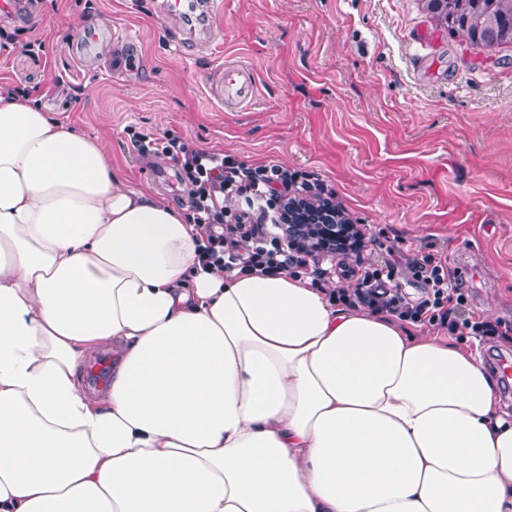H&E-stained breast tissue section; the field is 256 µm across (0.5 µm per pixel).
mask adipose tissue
Instances as JSON below:
<instances>
[{
	"instance_id": "ef3b65f1",
	"label": "adipose tissue",
	"mask_w": 512,
	"mask_h": 512,
	"mask_svg": "<svg viewBox=\"0 0 512 512\" xmlns=\"http://www.w3.org/2000/svg\"><path fill=\"white\" fill-rule=\"evenodd\" d=\"M202 244L0 95V512H512L477 356Z\"/></svg>"
}]
</instances>
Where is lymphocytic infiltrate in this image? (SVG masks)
Here are the masks:
<instances>
[{
    "instance_id": "1",
    "label": "lymphocytic infiltrate",
    "mask_w": 512,
    "mask_h": 512,
    "mask_svg": "<svg viewBox=\"0 0 512 512\" xmlns=\"http://www.w3.org/2000/svg\"><path fill=\"white\" fill-rule=\"evenodd\" d=\"M131 143L137 152L160 153L177 166L189 187L187 219L204 233V264L296 277L310 273L319 279L324 274L320 260L338 251L342 257L336 262L337 276L356 281L353 290L337 289L339 304L386 312L456 336L512 338L511 322L469 311L463 288L449 282L448 262L439 253H424L412 266L414 276L427 287L425 299L409 301L392 291L395 260L365 263L364 233L343 215L334 193L307 174L288 172L272 161L250 165L174 135L136 132ZM232 195L245 196L246 208L228 212L224 201ZM293 224L316 225L324 236L309 244L294 243L289 236ZM245 239L252 247L243 254L239 243Z\"/></svg>"
}]
</instances>
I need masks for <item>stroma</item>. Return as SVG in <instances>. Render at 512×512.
Wrapping results in <instances>:
<instances>
[{"label":"stroma","mask_w":512,"mask_h":512,"mask_svg":"<svg viewBox=\"0 0 512 512\" xmlns=\"http://www.w3.org/2000/svg\"><path fill=\"white\" fill-rule=\"evenodd\" d=\"M161 0H34L0 19V89L30 98L102 142L122 182L187 208L171 160L138 155L128 128L178 135L246 163L274 160L335 190L372 262L448 258L470 308L512 321V43L487 49L430 20L426 0H218L214 38L163 15ZM40 38L36 59L19 47ZM254 73L250 108L225 111L211 86L225 63ZM512 362V341L413 327Z\"/></svg>","instance_id":"obj_1"}]
</instances>
